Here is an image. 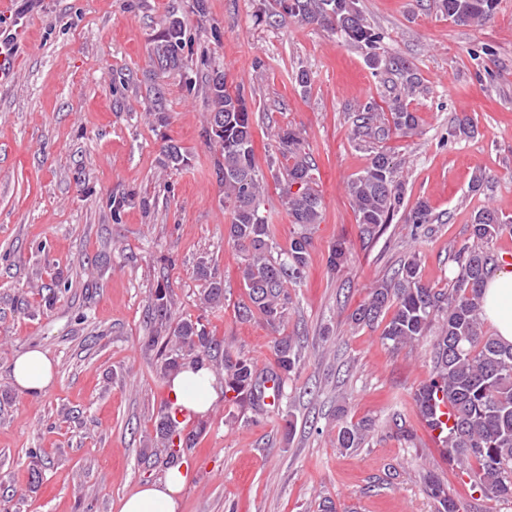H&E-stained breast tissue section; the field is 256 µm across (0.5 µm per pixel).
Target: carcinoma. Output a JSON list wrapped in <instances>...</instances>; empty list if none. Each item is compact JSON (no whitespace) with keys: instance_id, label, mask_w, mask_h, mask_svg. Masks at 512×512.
Segmentation results:
<instances>
[{"instance_id":"obj_1","label":"carcinoma","mask_w":512,"mask_h":512,"mask_svg":"<svg viewBox=\"0 0 512 512\" xmlns=\"http://www.w3.org/2000/svg\"><path fill=\"white\" fill-rule=\"evenodd\" d=\"M439 10L459 26L479 27L491 21L498 0H438ZM273 15H286L298 23L340 34L347 42L367 50L371 68L400 79L397 93L386 107L369 101L358 110L356 134L375 145L366 166L346 185L356 223L369 238L378 235L403 207L405 182L397 176L392 149L382 146L391 136L409 137L419 125L406 98L413 94L416 77L411 64L399 56L377 52L381 36L364 17L359 0H275ZM151 60L155 69L149 90L148 111L156 122L167 124L165 94L157 82L171 71H184L185 84L202 83L208 101L204 130L213 153V166L224 187V208L230 214L225 225L227 242L240 255L239 276L245 298L236 306L243 322L260 317L273 329L285 320L291 295L288 288L302 280L312 246L311 226L322 219V198L313 177L314 165L304 152L302 130L292 125L275 135L276 158L283 159L281 197L293 224L288 243L277 242L276 229L259 215L264 182L255 166L252 113L238 91L227 80L217 83V69L192 76L184 59V20L171 14L151 39ZM164 165L179 169L188 164L182 147L168 142L162 148ZM135 194L110 196L112 215L134 205ZM406 223L420 228L431 223L426 201L419 199L405 214ZM512 232V221L498 210L484 206L474 216L473 242L459 250V271L449 288H435L420 271L419 258L412 254L391 276L371 288L368 296L351 313L357 326L384 324L380 340L392 350L429 343L432 373L414 393V402L424 424L438 432L443 454L469 468L472 489L487 499H512V344L501 342L483 331L480 314L483 288L499 261L483 250L487 242L504 231ZM347 260L345 242L332 245L327 263L333 271ZM199 276L206 282L199 293L204 309L224 305V280L203 260ZM151 320L163 328L171 319L170 288L158 285L150 297ZM145 346L157 350L160 374L170 375L190 362L224 370V399L260 403L267 394L266 383L276 390L275 407L288 403V381L301 362V351L289 336L275 339L273 361L263 371L255 360L233 353L218 339L202 318L183 319L167 335L146 337ZM181 408L165 405L155 426L156 451L166 464L183 463L184 452L192 448L204 430L199 424L186 432L176 419ZM336 447L354 450L372 436L376 421L349 419L344 405L336 407ZM428 492L440 505L438 512H460V505L448 485L432 472L425 474Z\"/></svg>"}]
</instances>
